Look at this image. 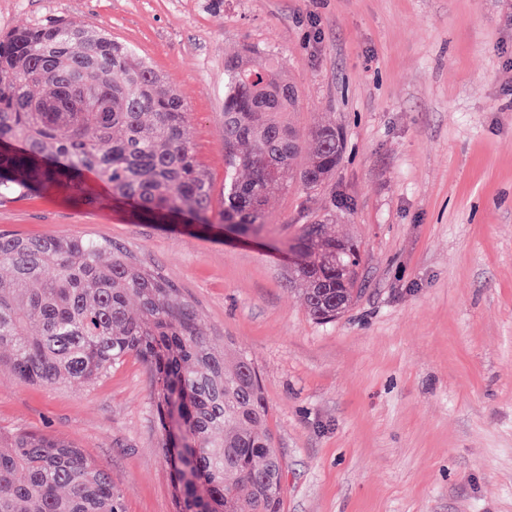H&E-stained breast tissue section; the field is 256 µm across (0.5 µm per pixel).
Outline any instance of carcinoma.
Listing matches in <instances>:
<instances>
[{
    "instance_id": "carcinoma-1",
    "label": "carcinoma",
    "mask_w": 512,
    "mask_h": 512,
    "mask_svg": "<svg viewBox=\"0 0 512 512\" xmlns=\"http://www.w3.org/2000/svg\"><path fill=\"white\" fill-rule=\"evenodd\" d=\"M298 91L272 56L249 47L224 61V207L190 139L182 95L134 47L60 19L0 36V199L60 189L96 202L83 174L108 184L139 222L188 218L239 236L266 223L270 190H306L336 171L343 138L322 124L300 136L283 120ZM304 225L284 245L288 281L312 319L336 320L360 296V256ZM0 365L26 384L91 383L139 360L172 472L175 512H284L282 457L252 359L216 349L195 306L106 238L0 234ZM0 512H125L112 473L43 431H0Z\"/></svg>"
}]
</instances>
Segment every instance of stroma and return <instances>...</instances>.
I'll return each mask as SVG.
<instances>
[{
  "instance_id": "35a3bbf8",
  "label": "stroma",
  "mask_w": 512,
  "mask_h": 512,
  "mask_svg": "<svg viewBox=\"0 0 512 512\" xmlns=\"http://www.w3.org/2000/svg\"><path fill=\"white\" fill-rule=\"evenodd\" d=\"M135 47L182 94L224 203V61L249 43L299 93L300 137L344 132L324 188L275 190L255 236L134 223L89 205L0 200V233L112 240L174 283L210 341L253 359L285 461V512H512V0H0V34L50 18ZM336 210L363 294L314 322L282 254ZM147 369L32 386L0 368V429L73 442L126 512H174Z\"/></svg>"
}]
</instances>
